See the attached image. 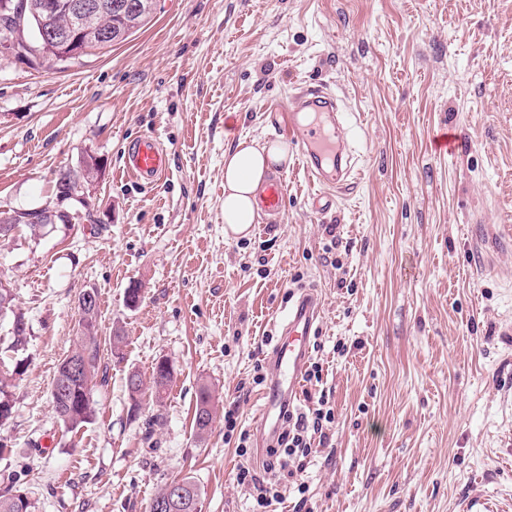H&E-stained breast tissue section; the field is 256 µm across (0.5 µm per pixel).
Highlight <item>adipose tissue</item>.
<instances>
[{
	"label": "adipose tissue",
	"mask_w": 512,
	"mask_h": 512,
	"mask_svg": "<svg viewBox=\"0 0 512 512\" xmlns=\"http://www.w3.org/2000/svg\"><path fill=\"white\" fill-rule=\"evenodd\" d=\"M282 144L239 138L224 153V233L245 237L255 222L256 197L273 166L287 162Z\"/></svg>",
	"instance_id": "1"
}]
</instances>
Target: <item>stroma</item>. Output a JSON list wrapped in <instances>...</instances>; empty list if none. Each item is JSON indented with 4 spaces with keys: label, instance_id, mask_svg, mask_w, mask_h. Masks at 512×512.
Returning <instances> with one entry per match:
<instances>
[{
    "label": "stroma",
    "instance_id": "stroma-1",
    "mask_svg": "<svg viewBox=\"0 0 512 512\" xmlns=\"http://www.w3.org/2000/svg\"><path fill=\"white\" fill-rule=\"evenodd\" d=\"M318 83L346 113L354 184L317 213L289 154L276 222L226 237L225 151L241 137L293 146L290 98ZM443 128L454 154L431 147ZM143 134L169 155L152 188L123 170ZM89 154L102 165L85 191L92 221L0 242V282L27 324L15 352L0 322V489L20 478L36 512H148L189 476L200 512H459L472 497L512 512V237L491 247L474 232L512 225V0H156L109 52L43 65L0 53V207L41 206ZM303 288L321 305L309 359L322 382L291 404L328 394L334 421L262 507L237 480L224 413L262 472L253 378ZM88 289L101 343L120 332L124 358L103 353L95 416L71 431L50 388ZM162 358L174 374L151 428L125 377ZM203 382L216 412L201 441ZM216 395L211 386L205 382L201 383L196 392V405L193 418V425L196 434L199 438H203L212 429L214 422V407ZM206 413L209 418L207 423H200L197 418L198 415Z\"/></svg>",
    "mask_w": 512,
    "mask_h": 512
}]
</instances>
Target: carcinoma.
<instances>
[{
    "label": "carcinoma",
    "mask_w": 512,
    "mask_h": 512,
    "mask_svg": "<svg viewBox=\"0 0 512 512\" xmlns=\"http://www.w3.org/2000/svg\"><path fill=\"white\" fill-rule=\"evenodd\" d=\"M9 4V10L0 12V47L11 52L15 58L30 61L34 58L26 50V45L40 46V31L37 20L30 14L28 6L30 0H0ZM15 297L8 288H0V304L8 302L5 315L12 316L11 320V348L20 350L26 341L27 325L24 316L13 309ZM79 331L75 336L72 353L59 364L52 385L60 382L66 383L67 392L60 397H50L51 406L59 420L69 429L76 430L90 422L94 415L91 401L93 388L105 382L106 370L101 368L102 353L98 336L95 332V322L98 307L88 310L78 309ZM74 359L80 360L84 370L80 377L72 378L66 370L68 363ZM142 391L140 397H147L157 408L164 406V400L171 377L161 374L159 365L152 367L151 375H140ZM216 395L211 386L201 383L196 392V405L194 415L202 413L208 415V421L201 423L193 420L194 429L198 437L202 438L212 429L214 422V407ZM12 404L9 391V382L0 376V426L4 425L11 415ZM188 486L186 502L181 512H198L199 491L196 484L188 476L181 478ZM16 486L12 485L0 492V512H36V505L28 498L13 494Z\"/></svg>",
    "instance_id": "carcinoma-1"
}]
</instances>
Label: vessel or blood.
Here are the masks:
<instances>
[{
    "label": "vessel or blood",
    "mask_w": 512,
    "mask_h": 512,
    "mask_svg": "<svg viewBox=\"0 0 512 512\" xmlns=\"http://www.w3.org/2000/svg\"><path fill=\"white\" fill-rule=\"evenodd\" d=\"M295 111L309 114L308 123L295 129L296 155L304 170L319 185H328L324 167H338L337 183H344L352 173L351 167L341 164L342 149L336 141L339 128L334 98L319 87L302 88L292 99ZM169 159L155 137L143 135L129 141L124 158V170L138 181L152 184L164 176ZM286 198L284 174L270 177L258 192L257 205L261 214L275 216L281 213ZM320 314V303L314 293H303L288 311L282 327L287 338L273 353L274 373L264 393L258 422L277 424L280 409L287 398L293 397L302 382L308 358V339Z\"/></svg>",
    "instance_id": "1"
}]
</instances>
